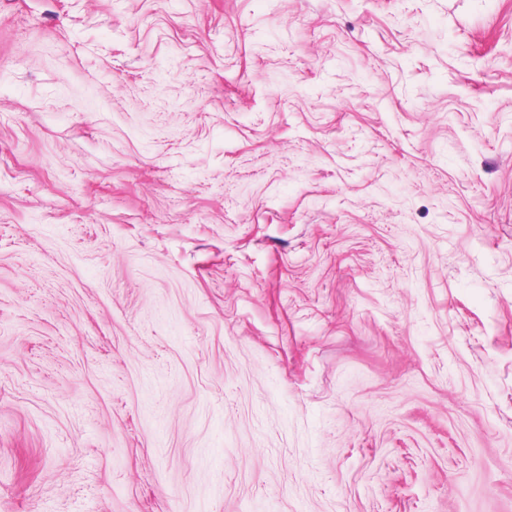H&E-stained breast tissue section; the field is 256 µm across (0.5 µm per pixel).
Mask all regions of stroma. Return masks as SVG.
Returning <instances> with one entry per match:
<instances>
[{
  "mask_svg": "<svg viewBox=\"0 0 512 512\" xmlns=\"http://www.w3.org/2000/svg\"><path fill=\"white\" fill-rule=\"evenodd\" d=\"M0 512H512V0H0Z\"/></svg>",
  "mask_w": 512,
  "mask_h": 512,
  "instance_id": "35a3bbf8",
  "label": "stroma"
}]
</instances>
